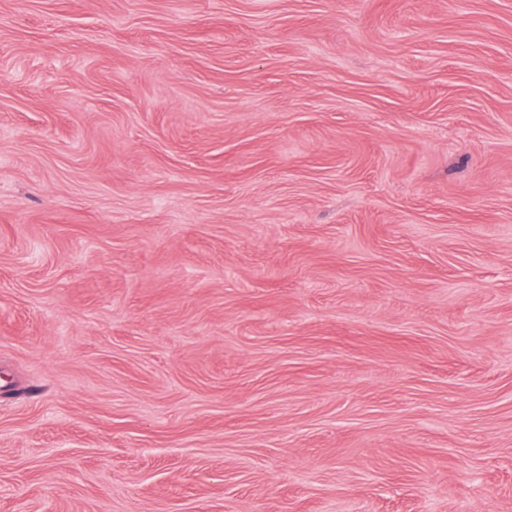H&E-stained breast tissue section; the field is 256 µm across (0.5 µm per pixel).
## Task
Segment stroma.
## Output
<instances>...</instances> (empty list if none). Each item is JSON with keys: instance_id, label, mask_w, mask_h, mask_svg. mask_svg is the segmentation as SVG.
Here are the masks:
<instances>
[{"instance_id": "1", "label": "stroma", "mask_w": 512, "mask_h": 512, "mask_svg": "<svg viewBox=\"0 0 512 512\" xmlns=\"http://www.w3.org/2000/svg\"><path fill=\"white\" fill-rule=\"evenodd\" d=\"M0 512H512V0H0Z\"/></svg>"}]
</instances>
